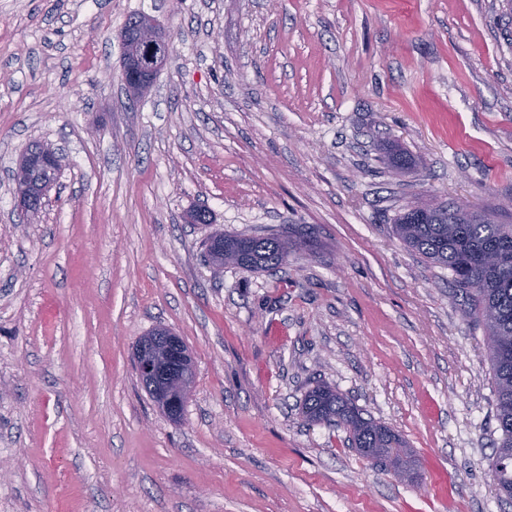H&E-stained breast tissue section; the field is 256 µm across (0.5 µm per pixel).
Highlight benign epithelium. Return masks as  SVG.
<instances>
[{"label":"benign epithelium","instance_id":"7a95c632","mask_svg":"<svg viewBox=\"0 0 512 512\" xmlns=\"http://www.w3.org/2000/svg\"><path fill=\"white\" fill-rule=\"evenodd\" d=\"M121 43L124 86L138 93L148 91L172 51L168 23L152 15L135 20L123 29ZM60 166L59 151L48 145L22 155L17 168V208L27 222L39 216ZM134 360L156 405L166 413H177L195 378L182 339L167 328H157L138 340Z\"/></svg>","mask_w":512,"mask_h":512}]
</instances>
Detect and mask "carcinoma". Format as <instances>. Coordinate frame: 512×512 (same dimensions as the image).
<instances>
[{"label":"carcinoma","instance_id":"carcinoma-1","mask_svg":"<svg viewBox=\"0 0 512 512\" xmlns=\"http://www.w3.org/2000/svg\"><path fill=\"white\" fill-rule=\"evenodd\" d=\"M397 237L433 264L450 272V283L462 296L464 314L483 327L496 391L497 438L490 462L500 498L512 501V224L490 221L484 211L467 205L434 206L419 203L393 218ZM290 239L281 236L224 235V264L258 271L275 270L288 262ZM305 418L336 425L348 435L351 447L370 463H385V449L403 442L390 428L362 415L348 399L328 385L305 396Z\"/></svg>","mask_w":512,"mask_h":512}]
</instances>
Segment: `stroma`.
I'll use <instances>...</instances> for the list:
<instances>
[{
  "instance_id": "stroma-1",
  "label": "stroma",
  "mask_w": 512,
  "mask_h": 512,
  "mask_svg": "<svg viewBox=\"0 0 512 512\" xmlns=\"http://www.w3.org/2000/svg\"><path fill=\"white\" fill-rule=\"evenodd\" d=\"M138 13L174 49L132 101ZM35 142L64 157L27 224ZM423 199L512 201L507 0H0V512H512L483 333L392 232ZM216 230L299 247L217 274ZM158 326L195 363L178 423L133 364ZM319 382L406 441L414 479L305 422Z\"/></svg>"
}]
</instances>
